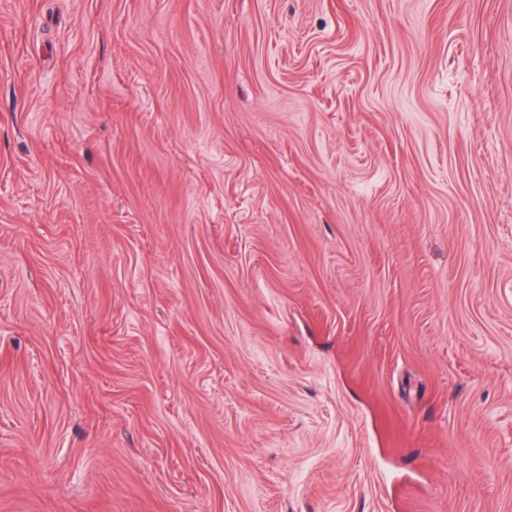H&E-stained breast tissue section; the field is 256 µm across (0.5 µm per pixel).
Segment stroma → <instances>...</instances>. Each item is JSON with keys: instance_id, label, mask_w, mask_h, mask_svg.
<instances>
[{"instance_id": "stroma-1", "label": "stroma", "mask_w": 512, "mask_h": 512, "mask_svg": "<svg viewBox=\"0 0 512 512\" xmlns=\"http://www.w3.org/2000/svg\"><path fill=\"white\" fill-rule=\"evenodd\" d=\"M0 512H512V0H0Z\"/></svg>"}]
</instances>
